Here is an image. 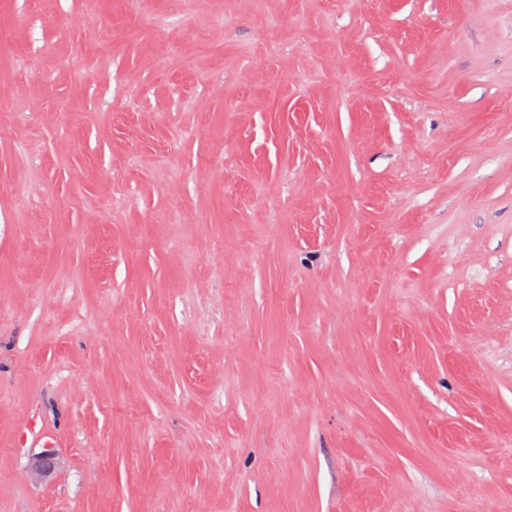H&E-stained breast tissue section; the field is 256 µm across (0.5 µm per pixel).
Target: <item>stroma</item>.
I'll list each match as a JSON object with an SVG mask.
<instances>
[{"label":"stroma","mask_w":512,"mask_h":512,"mask_svg":"<svg viewBox=\"0 0 512 512\" xmlns=\"http://www.w3.org/2000/svg\"><path fill=\"white\" fill-rule=\"evenodd\" d=\"M0 107V512H512V0H0Z\"/></svg>","instance_id":"1"}]
</instances>
